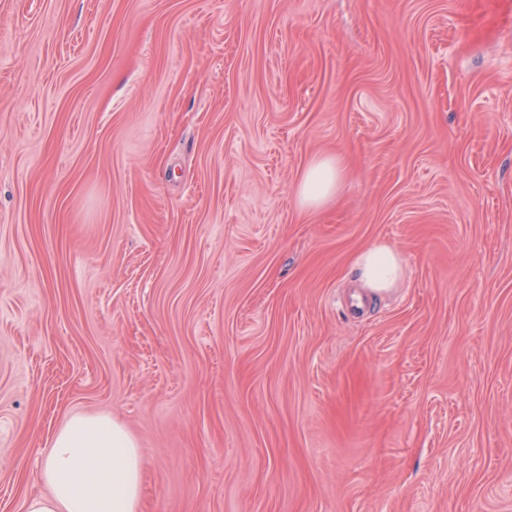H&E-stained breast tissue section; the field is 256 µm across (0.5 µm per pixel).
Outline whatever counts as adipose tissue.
<instances>
[{
    "mask_svg": "<svg viewBox=\"0 0 512 512\" xmlns=\"http://www.w3.org/2000/svg\"><path fill=\"white\" fill-rule=\"evenodd\" d=\"M341 170L335 160L312 164L298 186L301 205L316 207L337 191ZM364 288L380 293L397 285L401 261L388 247L375 245L357 260ZM46 496H33L25 512H138L142 460L136 441L107 416H75L54 435L40 472Z\"/></svg>",
    "mask_w": 512,
    "mask_h": 512,
    "instance_id": "adipose-tissue-1",
    "label": "adipose tissue"
}]
</instances>
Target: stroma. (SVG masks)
<instances>
[{
  "label": "stroma",
  "mask_w": 512,
  "mask_h": 512,
  "mask_svg": "<svg viewBox=\"0 0 512 512\" xmlns=\"http://www.w3.org/2000/svg\"><path fill=\"white\" fill-rule=\"evenodd\" d=\"M76 415L140 512H512V0H0V512ZM341 179V170L333 159H325L312 164L304 173L298 186V199L301 205L316 207L336 194ZM357 267L363 287L374 293L394 288L402 273L398 254L381 245L366 249L359 256Z\"/></svg>",
  "instance_id": "1"
}]
</instances>
